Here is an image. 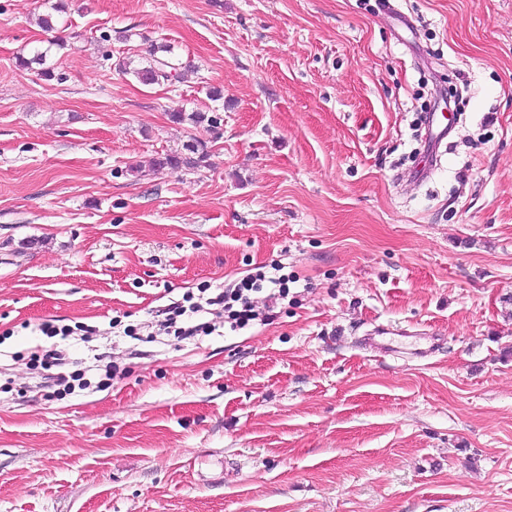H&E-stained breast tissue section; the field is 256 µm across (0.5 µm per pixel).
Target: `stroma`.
<instances>
[{"label":"stroma","instance_id":"1","mask_svg":"<svg viewBox=\"0 0 512 512\" xmlns=\"http://www.w3.org/2000/svg\"><path fill=\"white\" fill-rule=\"evenodd\" d=\"M56 2L0 0V512H512V0H68L44 32ZM74 31L55 79L17 65ZM151 43L183 80L116 69ZM272 264L266 324L161 334ZM50 348L87 389L37 388ZM183 151H175L170 154L160 156L153 161V166L157 170L171 169L176 170L182 167L194 168L204 162L208 156L205 144L197 139H192L182 147ZM192 155H197L193 157ZM393 336L399 337H414L409 336L406 332H398L394 329H390L388 327H375L372 333L369 336H366L364 339V345L366 348L371 351L381 354V355H390L392 353L397 352L396 348H398V344H402Z\"/></svg>","mask_w":512,"mask_h":512}]
</instances>
